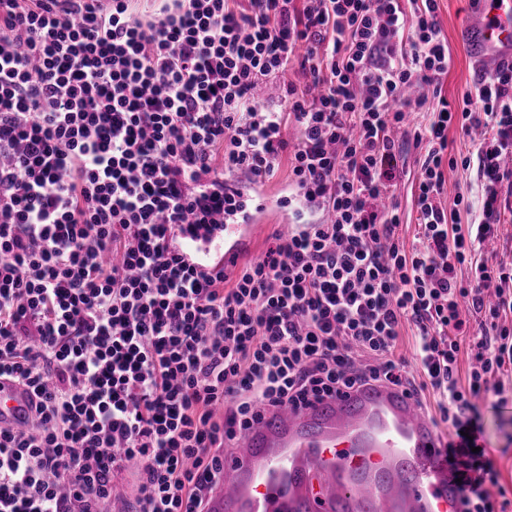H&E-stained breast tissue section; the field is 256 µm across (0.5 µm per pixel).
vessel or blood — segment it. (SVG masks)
Masks as SVG:
<instances>
[{"mask_svg": "<svg viewBox=\"0 0 512 512\" xmlns=\"http://www.w3.org/2000/svg\"><path fill=\"white\" fill-rule=\"evenodd\" d=\"M462 35L478 67L512 66V0H479ZM248 232L227 224L209 239L188 237L186 257L219 269ZM32 416L29 391L1 378L0 428H29ZM438 439L423 407L384 385L265 411L235 439L206 512H459Z\"/></svg>", "mask_w": 512, "mask_h": 512, "instance_id": "obj_1", "label": "vessel or blood"}]
</instances>
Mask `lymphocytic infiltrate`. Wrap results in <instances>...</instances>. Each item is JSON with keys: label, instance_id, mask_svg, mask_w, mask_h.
Instances as JSON below:
<instances>
[{"label": "lymphocytic infiltrate", "instance_id": "f902f5d3", "mask_svg": "<svg viewBox=\"0 0 512 512\" xmlns=\"http://www.w3.org/2000/svg\"><path fill=\"white\" fill-rule=\"evenodd\" d=\"M137 2L0 0V376L37 399L31 430L0 428V512H203L261 410L376 382L447 423L462 512H506L477 399L512 402V267L485 249L512 208V68L452 105L438 0ZM398 129L424 151L410 243ZM284 160L289 232L198 277L183 232L251 223L241 181ZM473 162L478 197L445 199Z\"/></svg>", "mask_w": 512, "mask_h": 512}]
</instances>
